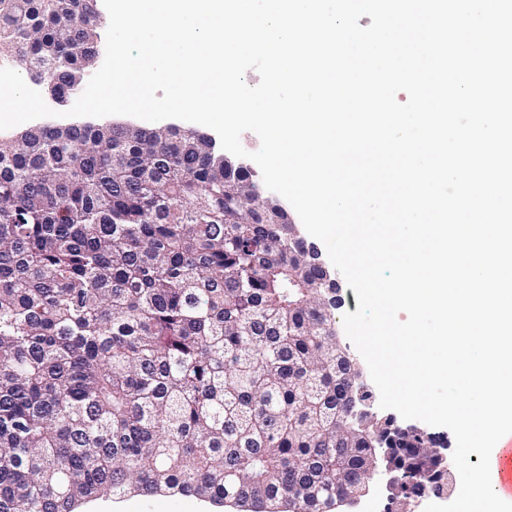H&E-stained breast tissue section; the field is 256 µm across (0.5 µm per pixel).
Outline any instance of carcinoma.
I'll return each mask as SVG.
<instances>
[{"label":"carcinoma","mask_w":512,"mask_h":512,"mask_svg":"<svg viewBox=\"0 0 512 512\" xmlns=\"http://www.w3.org/2000/svg\"><path fill=\"white\" fill-rule=\"evenodd\" d=\"M83 0H0V57L57 98L95 69ZM291 215L196 132L0 137V512L177 493L334 512L385 450L402 512L436 435L342 426L356 367Z\"/></svg>","instance_id":"carcinoma-1"}]
</instances>
